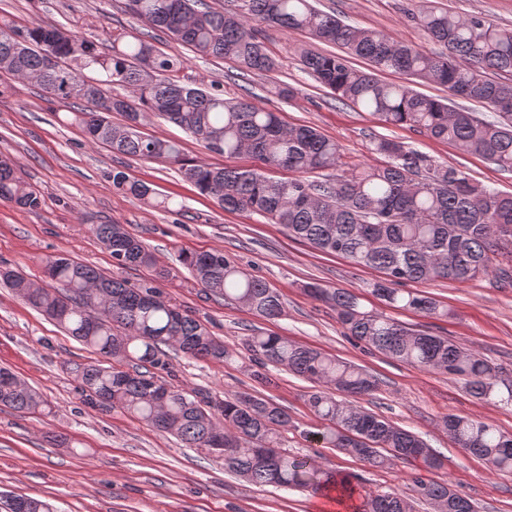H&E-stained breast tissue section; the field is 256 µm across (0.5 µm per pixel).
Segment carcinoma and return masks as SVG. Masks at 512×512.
<instances>
[{"label":"carcinoma","instance_id":"1","mask_svg":"<svg viewBox=\"0 0 512 512\" xmlns=\"http://www.w3.org/2000/svg\"><path fill=\"white\" fill-rule=\"evenodd\" d=\"M233 10L216 11L202 0H126L128 11L201 58L234 61L240 73L269 72L274 61L256 25L299 32L341 48L339 53L301 50V64L340 100L361 107L386 124L409 126L427 137L454 144L503 171H512V28L478 15L461 16L422 0L412 21L443 51L427 52L383 31L344 23L310 0H236ZM369 62L363 71L352 57ZM183 60L136 35H117L109 52L92 39L49 22L23 30L0 27V75L37 85L47 100L73 106L71 122L90 142L118 155L161 159L224 210L258 214L282 224L289 235L322 253L375 269L384 278L374 292L387 304L428 317L448 315L434 299L401 288L406 282L467 283L491 273L512 282V195L471 179L464 171L436 163L403 142L378 138L372 151L379 164L343 169L336 140L307 126H289L280 113L250 100H229L217 89L192 88L173 78ZM85 69L123 86L128 96L97 97V83ZM390 72L437 83L454 98L482 104L495 113L486 120L410 86L388 82ZM125 117L122 124L112 113ZM161 117L190 134L203 148L226 158L250 157L251 168L214 167L186 159L178 142L141 131L145 118ZM273 170L291 176L275 179ZM317 174L318 180L307 175ZM112 186L153 209L170 210V198L126 171L112 170ZM0 201L35 210L41 192L0 155ZM93 232L119 268L155 264L153 255L123 224H97ZM49 283L0 268V281L105 362L77 368L88 403L119 409L179 438L188 448L224 457V469L255 486L334 491L353 497L354 476L332 472L311 457L281 449L288 413L251 392L214 399L194 388L166 383L168 350L202 360L225 361L224 342L148 283L139 286L109 276L64 254L43 260ZM208 295L236 302L255 315L277 320L284 305L276 288L246 272L222 250L181 256ZM307 291L336 310L344 334L418 368L447 373L469 392L489 398L498 369L451 340L410 329L365 310L354 293L310 284ZM245 345L262 366H284L313 383L308 404L329 426L319 433L328 448L375 468L419 460L412 491L434 512H474L468 499L447 483L423 475L441 466L438 453L413 432L354 407L349 398L371 394L377 380L366 370L288 337L256 333ZM0 406L22 414L45 411L41 395L0 368ZM450 439L493 470L512 473V436L466 416L444 420ZM0 512H58L41 497L0 494ZM353 512H414L398 493L368 494Z\"/></svg>","mask_w":512,"mask_h":512}]
</instances>
